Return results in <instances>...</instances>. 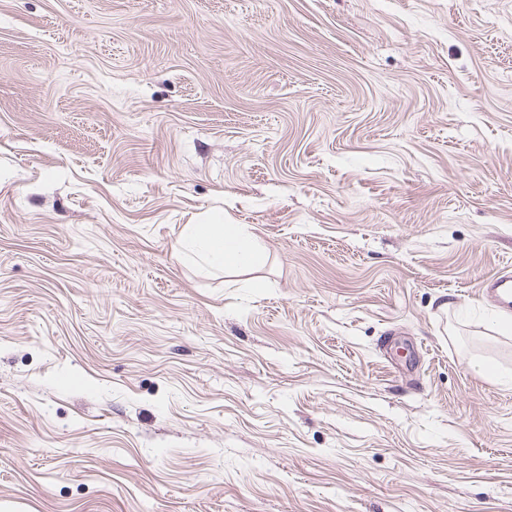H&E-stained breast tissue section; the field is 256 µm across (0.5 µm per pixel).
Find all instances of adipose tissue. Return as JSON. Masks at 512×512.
Listing matches in <instances>:
<instances>
[{"mask_svg":"<svg viewBox=\"0 0 512 512\" xmlns=\"http://www.w3.org/2000/svg\"><path fill=\"white\" fill-rule=\"evenodd\" d=\"M187 241L191 251L213 268H244L259 259L250 233L239 224H194Z\"/></svg>","mask_w":512,"mask_h":512,"instance_id":"1","label":"adipose tissue"}]
</instances>
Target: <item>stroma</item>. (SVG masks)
<instances>
[{
	"mask_svg": "<svg viewBox=\"0 0 512 512\" xmlns=\"http://www.w3.org/2000/svg\"><path fill=\"white\" fill-rule=\"evenodd\" d=\"M510 264L512 0H0V512H512ZM186 241L213 268H245L258 261L252 237L241 224H191ZM480 291L494 293L495 300L504 307L512 306V275L507 272L497 273L481 283Z\"/></svg>",
	"mask_w": 512,
	"mask_h": 512,
	"instance_id": "35a3bbf8",
	"label": "stroma"
}]
</instances>
